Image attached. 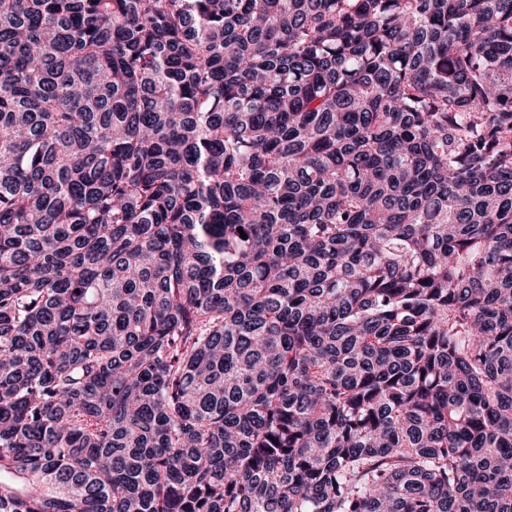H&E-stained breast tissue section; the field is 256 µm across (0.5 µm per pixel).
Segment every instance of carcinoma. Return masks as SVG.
I'll list each match as a JSON object with an SVG mask.
<instances>
[{"mask_svg":"<svg viewBox=\"0 0 512 512\" xmlns=\"http://www.w3.org/2000/svg\"><path fill=\"white\" fill-rule=\"evenodd\" d=\"M0 512H512V0H0Z\"/></svg>","mask_w":512,"mask_h":512,"instance_id":"obj_1","label":"carcinoma"}]
</instances>
